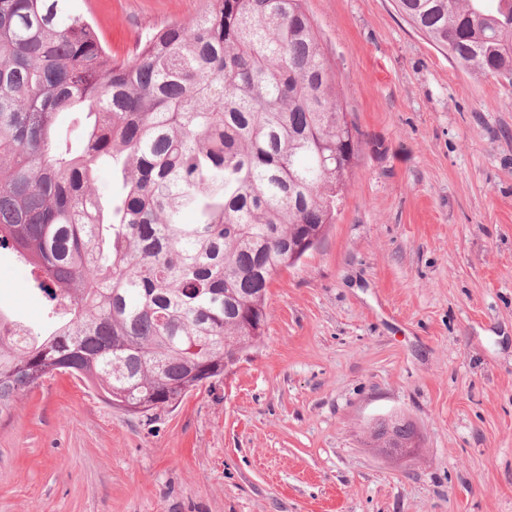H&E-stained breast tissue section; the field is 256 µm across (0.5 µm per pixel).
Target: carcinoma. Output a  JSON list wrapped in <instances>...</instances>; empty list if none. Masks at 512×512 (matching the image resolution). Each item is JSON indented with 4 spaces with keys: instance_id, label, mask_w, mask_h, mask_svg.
<instances>
[{
    "instance_id": "cac0c4a2",
    "label": "carcinoma",
    "mask_w": 512,
    "mask_h": 512,
    "mask_svg": "<svg viewBox=\"0 0 512 512\" xmlns=\"http://www.w3.org/2000/svg\"><path fill=\"white\" fill-rule=\"evenodd\" d=\"M397 7L460 70L512 85V0ZM359 151L304 0H206L123 59L72 0H0V250L46 318L0 309V418L56 374L142 413L224 378Z\"/></svg>"
}]
</instances>
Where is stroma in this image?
<instances>
[{
    "mask_svg": "<svg viewBox=\"0 0 512 512\" xmlns=\"http://www.w3.org/2000/svg\"><path fill=\"white\" fill-rule=\"evenodd\" d=\"M205 0H76L113 55ZM362 134L342 210L226 379L130 414L67 374L0 419V512H512V86L394 0H307ZM0 252V308L44 300ZM397 416L414 458L380 455Z\"/></svg>",
    "mask_w": 512,
    "mask_h": 512,
    "instance_id": "1",
    "label": "stroma"
}]
</instances>
